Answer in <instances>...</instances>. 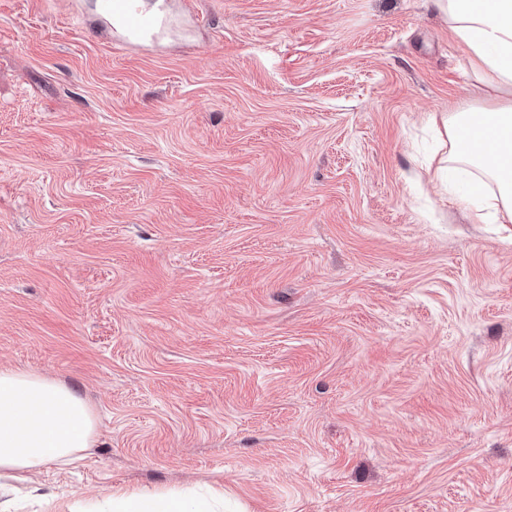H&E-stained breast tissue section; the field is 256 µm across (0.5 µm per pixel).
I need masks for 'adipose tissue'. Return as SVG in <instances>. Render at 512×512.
Wrapping results in <instances>:
<instances>
[{"instance_id": "1", "label": "adipose tissue", "mask_w": 512, "mask_h": 512, "mask_svg": "<svg viewBox=\"0 0 512 512\" xmlns=\"http://www.w3.org/2000/svg\"><path fill=\"white\" fill-rule=\"evenodd\" d=\"M469 50L484 103L442 116L450 175L463 179L475 220L512 224V0H433ZM93 408L75 390L34 371L0 369V473L26 481L41 467L66 468L96 444ZM224 495L177 488L116 490L105 512H216Z\"/></svg>"}]
</instances>
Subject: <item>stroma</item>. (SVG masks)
<instances>
[{
  "instance_id": "1",
  "label": "stroma",
  "mask_w": 512,
  "mask_h": 512,
  "mask_svg": "<svg viewBox=\"0 0 512 512\" xmlns=\"http://www.w3.org/2000/svg\"><path fill=\"white\" fill-rule=\"evenodd\" d=\"M129 51L0 0V368L98 442L31 487L245 512H512V224L438 177L479 99L433 0H194ZM209 496H201L189 490L163 488L151 492L117 489L104 502V512H220L215 503L224 504L220 491L209 490Z\"/></svg>"
}]
</instances>
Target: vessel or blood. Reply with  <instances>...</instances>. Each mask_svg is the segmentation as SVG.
<instances>
[{"label":"vessel or blood","mask_w":512,"mask_h":512,"mask_svg":"<svg viewBox=\"0 0 512 512\" xmlns=\"http://www.w3.org/2000/svg\"><path fill=\"white\" fill-rule=\"evenodd\" d=\"M93 8L95 28L111 31L129 46L161 44L181 28L169 0H160L153 10L144 8L142 0H95Z\"/></svg>","instance_id":"obj_1"}]
</instances>
